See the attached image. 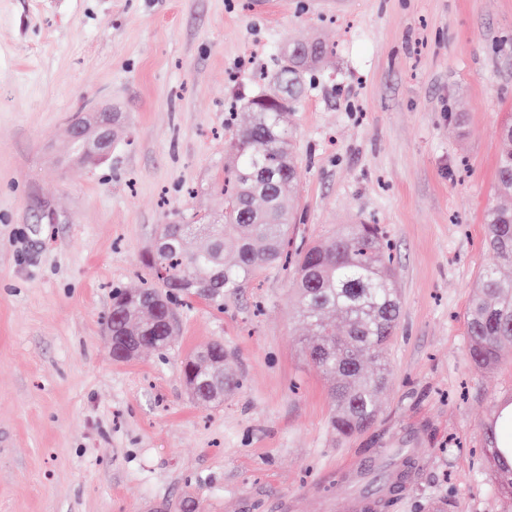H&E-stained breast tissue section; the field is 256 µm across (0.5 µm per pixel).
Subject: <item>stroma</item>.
Wrapping results in <instances>:
<instances>
[{
    "label": "stroma",
    "mask_w": 512,
    "mask_h": 512,
    "mask_svg": "<svg viewBox=\"0 0 512 512\" xmlns=\"http://www.w3.org/2000/svg\"><path fill=\"white\" fill-rule=\"evenodd\" d=\"M315 38L290 242L379 225L401 298L379 412L347 438L292 263L180 302L167 351L114 361L105 327L159 225L223 209L237 99ZM100 109L112 155L85 165L66 128ZM509 121L512 0H0V512H512L482 453L512 355L477 370L467 336ZM216 339L241 385L209 407L181 365ZM390 448L415 456L391 494Z\"/></svg>",
    "instance_id": "35a3bbf8"
}]
</instances>
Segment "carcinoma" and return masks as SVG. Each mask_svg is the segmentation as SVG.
<instances>
[{"mask_svg": "<svg viewBox=\"0 0 512 512\" xmlns=\"http://www.w3.org/2000/svg\"><path fill=\"white\" fill-rule=\"evenodd\" d=\"M289 50L259 92L243 108L251 122L236 130L225 157L224 211L197 215L192 223L174 220L161 226L158 239L141 255L150 284L136 291L117 289L112 309L123 313L121 325L138 340V349L170 347L175 327L159 328L160 314L150 301L168 295H188L189 279L209 284L198 297L216 307L224 296L237 293L264 266L282 259L292 206L298 193L294 147L288 132V111L305 87L304 69L322 63L327 54L319 41L297 43ZM496 191L512 196V121L499 132ZM486 247L493 264L478 278V293L467 316L469 357L481 370L495 366L512 350V278L502 266H512V209L485 212ZM207 239L206 247L192 250L193 235ZM232 244L236 257L224 260ZM293 287L295 312L308 327L306 357L333 380L332 430L351 436L375 421L378 396L386 388L389 371L382 352L394 335L400 301L394 273L386 260L381 232L374 224H345L327 240L295 253ZM340 314L341 329L330 316ZM370 362L373 368L366 369ZM183 378L189 392L207 381L218 395L240 385L229 371L224 343L214 340L185 360ZM486 463L501 493L512 499V447L498 445V433L489 430Z\"/></svg>", "mask_w": 512, "mask_h": 512, "instance_id": "carcinoma-1", "label": "carcinoma"}]
</instances>
